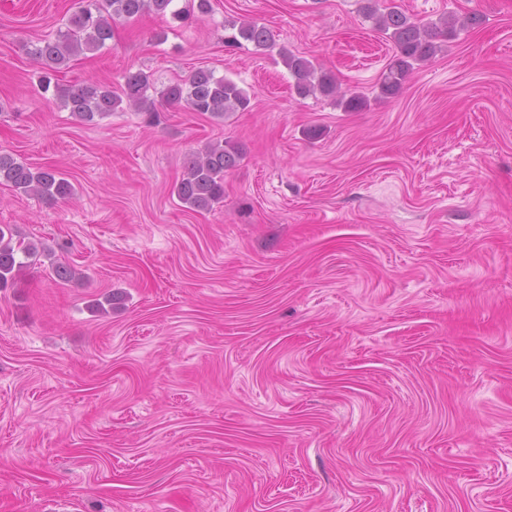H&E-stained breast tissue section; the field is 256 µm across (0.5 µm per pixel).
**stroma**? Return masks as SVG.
I'll list each match as a JSON object with an SVG mask.
<instances>
[{
    "mask_svg": "<svg viewBox=\"0 0 512 512\" xmlns=\"http://www.w3.org/2000/svg\"><path fill=\"white\" fill-rule=\"evenodd\" d=\"M395 2L483 21L391 96L362 0L149 13L60 83L208 68L249 110L82 123L23 49L76 0H0V153L74 186L0 184V225L52 250L0 290V512H512V0ZM232 20L364 106L225 50ZM216 140L242 150L224 201L186 210L172 187ZM279 56L294 78V89L298 96L307 97L319 92L325 96L336 95V81L320 71L312 60L291 52L279 50Z\"/></svg>",
    "mask_w": 512,
    "mask_h": 512,
    "instance_id": "stroma-1",
    "label": "stroma"
}]
</instances>
